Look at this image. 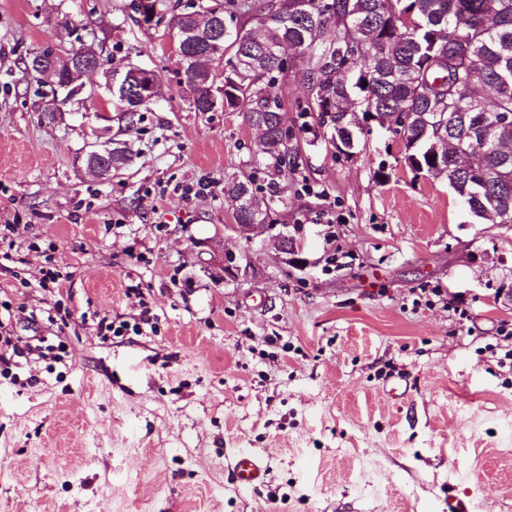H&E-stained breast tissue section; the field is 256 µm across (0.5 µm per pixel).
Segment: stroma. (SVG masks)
Instances as JSON below:
<instances>
[{"mask_svg": "<svg viewBox=\"0 0 512 512\" xmlns=\"http://www.w3.org/2000/svg\"><path fill=\"white\" fill-rule=\"evenodd\" d=\"M132 4L0 0V334L31 346L0 374V512H512V224L476 223L384 132L340 154L294 78L276 174L241 114L193 110ZM83 43L106 71L48 120L23 61ZM131 64L158 88L130 121L104 85ZM102 129L131 156L107 180L85 163ZM232 178L284 187L293 253L230 230ZM145 306L154 329L99 336ZM243 450L269 466L248 490ZM268 470V465L259 454L240 451L234 457L231 475L239 487L249 489L264 483Z\"/></svg>", "mask_w": 512, "mask_h": 512, "instance_id": "35a3bbf8", "label": "stroma"}]
</instances>
